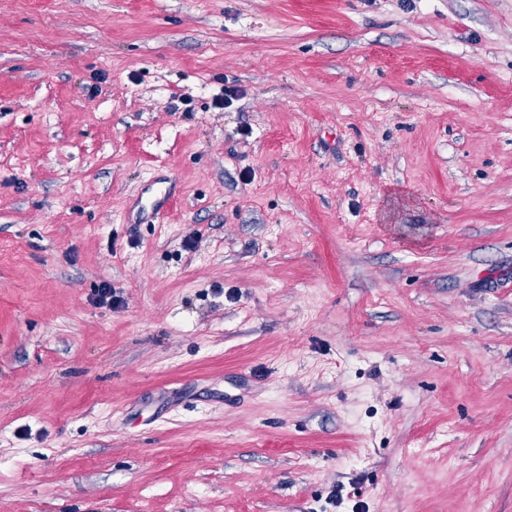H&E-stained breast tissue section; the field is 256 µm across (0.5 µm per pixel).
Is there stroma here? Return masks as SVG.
Masks as SVG:
<instances>
[{
  "label": "stroma",
  "mask_w": 512,
  "mask_h": 512,
  "mask_svg": "<svg viewBox=\"0 0 512 512\" xmlns=\"http://www.w3.org/2000/svg\"><path fill=\"white\" fill-rule=\"evenodd\" d=\"M0 512H512V0H0Z\"/></svg>",
  "instance_id": "35a3bbf8"
}]
</instances>
